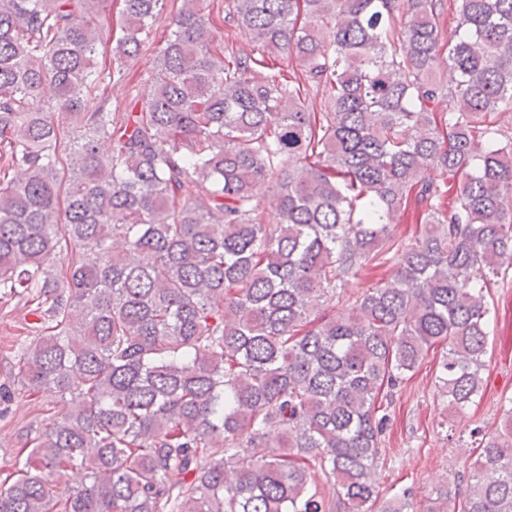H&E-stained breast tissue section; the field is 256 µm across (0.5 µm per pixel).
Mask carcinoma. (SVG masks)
Instances as JSON below:
<instances>
[{"label": "carcinoma", "mask_w": 512, "mask_h": 512, "mask_svg": "<svg viewBox=\"0 0 512 512\" xmlns=\"http://www.w3.org/2000/svg\"><path fill=\"white\" fill-rule=\"evenodd\" d=\"M108 2L0 0V300L36 318L17 376L61 402L0 512H371L403 377L439 347L448 410L482 395L512 0H451L446 59L444 0H118L110 43ZM165 9L150 92L112 104ZM477 450L453 512H512V399Z\"/></svg>", "instance_id": "carcinoma-1"}]
</instances>
